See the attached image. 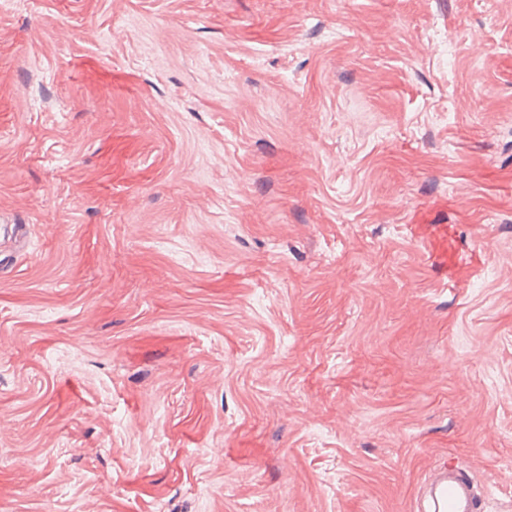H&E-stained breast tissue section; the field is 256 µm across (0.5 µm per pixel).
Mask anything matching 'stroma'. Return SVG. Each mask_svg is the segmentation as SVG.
I'll return each instance as SVG.
<instances>
[{"mask_svg":"<svg viewBox=\"0 0 512 512\" xmlns=\"http://www.w3.org/2000/svg\"><path fill=\"white\" fill-rule=\"evenodd\" d=\"M512 512V0H0V512ZM427 495L433 512H480L483 508L470 474L452 462L439 467Z\"/></svg>","mask_w":512,"mask_h":512,"instance_id":"1","label":"stroma"}]
</instances>
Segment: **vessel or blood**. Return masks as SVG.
Returning a JSON list of instances; mask_svg holds the SVG:
<instances>
[{
    "mask_svg": "<svg viewBox=\"0 0 512 512\" xmlns=\"http://www.w3.org/2000/svg\"><path fill=\"white\" fill-rule=\"evenodd\" d=\"M427 495L432 512H481L483 507L470 474L452 462L440 466Z\"/></svg>",
    "mask_w": 512,
    "mask_h": 512,
    "instance_id": "1",
    "label": "vessel or blood"
}]
</instances>
